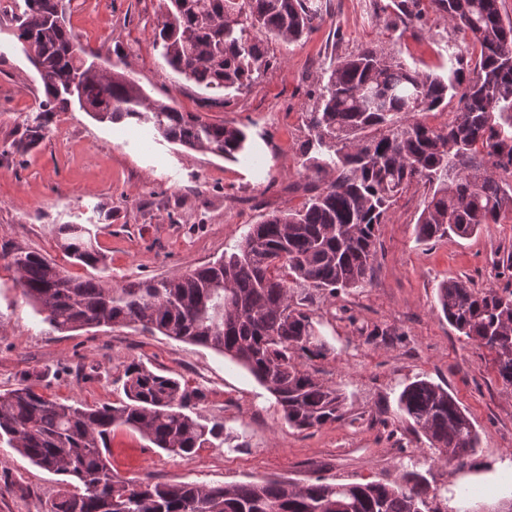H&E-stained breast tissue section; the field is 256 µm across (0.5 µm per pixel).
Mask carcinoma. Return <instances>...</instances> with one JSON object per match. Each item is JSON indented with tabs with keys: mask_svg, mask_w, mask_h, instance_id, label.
<instances>
[{
	"mask_svg": "<svg viewBox=\"0 0 512 512\" xmlns=\"http://www.w3.org/2000/svg\"><path fill=\"white\" fill-rule=\"evenodd\" d=\"M13 17L17 38L39 74L45 99L9 144L26 151L44 137L49 116L72 100L101 122L147 124L187 150L236 161L247 135L150 99L120 72L105 76L58 19L60 0H23ZM467 37L449 55L448 73L422 72L366 46L319 72L320 93L306 113L302 167L313 179L300 209L274 212L235 252L189 272L114 287L105 261L81 224H60V247L97 276L77 280L34 250L11 253L22 295L58 332L136 324L229 357L263 385L288 425L307 430L341 420L346 398L315 378L300 358L321 357L326 343L311 313L314 296L367 283L377 232L398 194L428 185L416 223L420 242L453 233L467 238L482 224L512 216V21L501 0H428ZM156 33L168 66L208 90L240 92L269 65L264 39L298 43L318 29L322 0H170ZM391 27L422 20V0H398ZM456 101L452 118L430 125L428 112ZM448 323L486 349L497 378L512 386V290L440 284ZM125 399L88 406L51 399L26 378L0 393V447L63 477L46 512H440L437 489L415 469L397 482L295 486L285 480L235 485L151 483L125 479L105 456L112 430L137 431L156 447L190 459L224 443V423L188 412L199 398L181 382L140 363L124 372ZM398 409L437 460L458 467L475 453L476 428L445 388L418 378L398 395Z\"/></svg>",
	"mask_w": 512,
	"mask_h": 512,
	"instance_id": "carcinoma-1",
	"label": "carcinoma"
}]
</instances>
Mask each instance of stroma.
I'll list each match as a JSON object with an SVG mask.
<instances>
[{
    "mask_svg": "<svg viewBox=\"0 0 512 512\" xmlns=\"http://www.w3.org/2000/svg\"><path fill=\"white\" fill-rule=\"evenodd\" d=\"M326 2L308 40L267 39L270 67L228 99L164 62L154 33L168 0H62L68 28L102 65L151 98L242 128L248 150L228 161L169 143L144 126L99 122L76 106L54 113L46 137L30 150L0 149V390L41 371L40 388L51 397L113 403L123 399L124 369L135 359L199 392L196 412L222 420L228 437L185 460L134 430L114 429L109 461L121 477L390 483L412 464L437 487L440 512H496L503 486L512 484V388L498 380L487 351L439 313L437 288L452 278L479 289L507 287L495 261L497 251H512V220L482 225L469 238L420 242L415 224L428 189L420 182L404 189L379 228L372 281L317 297L313 306L327 352L305 367L346 396L349 417L305 431L290 427L265 387L212 349L134 325L50 330L5 260L14 249L35 250L71 276L88 277L89 268L68 258L57 236L58 225L82 224L105 256L113 285L159 280L218 260L267 214L301 207L309 191L300 148L320 69L365 45L399 51L424 72L448 69L449 28L440 14L428 12L399 33L386 26L388 0ZM23 7V0H11L0 10V146L18 137V124L44 98L12 34V18ZM417 377L448 389L473 421L480 443L467 466L435 461L427 440L400 417L398 395ZM59 488L57 476L0 447V512H43Z\"/></svg>",
    "mask_w": 512,
    "mask_h": 512,
    "instance_id": "stroma-1",
    "label": "stroma"
}]
</instances>
